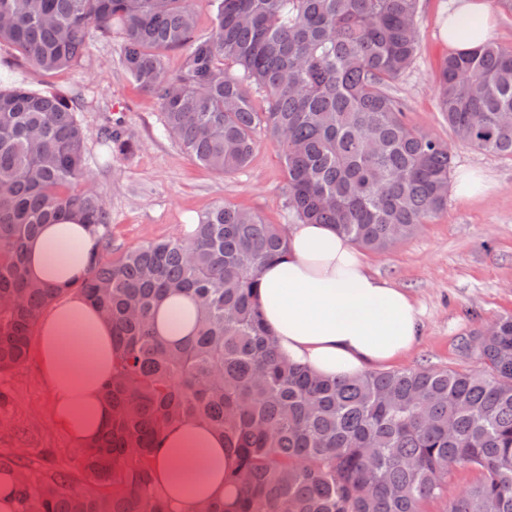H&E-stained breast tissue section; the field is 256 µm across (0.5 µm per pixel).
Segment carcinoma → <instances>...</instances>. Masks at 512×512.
<instances>
[{
	"label": "carcinoma",
	"mask_w": 512,
	"mask_h": 512,
	"mask_svg": "<svg viewBox=\"0 0 512 512\" xmlns=\"http://www.w3.org/2000/svg\"><path fill=\"white\" fill-rule=\"evenodd\" d=\"M197 39L188 0H0V45L33 73L77 64L117 27L123 64L159 101L163 132L219 175L247 165L262 127L279 145L288 205L303 224H330L384 251L448 205L452 148L404 120L389 88L413 62L420 0H208ZM185 48L170 72L165 52ZM265 92L257 111L249 88ZM455 138L512 158V49L486 41L448 56L437 83ZM79 95L0 87V372L20 365L42 310L66 293L28 278L26 248L41 225L71 213L95 236L77 291L112 325V416L87 447L84 491L55 470L14 479L15 512H174L155 484L165 429L189 419L224 434L239 493L201 512H512V314L474 330L462 349L475 371L368 372L326 380L277 352L253 301L262 268L287 250L284 227L220 204L190 236L114 261L108 209L90 184ZM124 152L132 136L105 128ZM196 303L195 332L168 342L152 326L168 294ZM477 482L449 495L457 467Z\"/></svg>",
	"instance_id": "obj_1"
}]
</instances>
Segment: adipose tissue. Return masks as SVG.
<instances>
[{"label": "adipose tissue", "mask_w": 512, "mask_h": 512, "mask_svg": "<svg viewBox=\"0 0 512 512\" xmlns=\"http://www.w3.org/2000/svg\"><path fill=\"white\" fill-rule=\"evenodd\" d=\"M453 2L448 45L459 53L473 50L490 37L493 19L484 0ZM94 245L82 218L43 225L28 246L29 275L69 291L84 275ZM255 301L280 354L329 380L391 364L420 334L412 297L373 275L356 245L328 224L292 225L288 251L263 268ZM196 322L195 302L183 293L165 297L153 318L156 333L168 340L192 335ZM39 323L38 350L57 421L92 444L110 416L103 386L112 374V327L70 292ZM232 467L223 435L199 420L169 427L154 455L155 482L178 512H195L213 499L233 503Z\"/></svg>", "instance_id": "adipose-tissue-1"}]
</instances>
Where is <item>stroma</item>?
Listing matches in <instances>:
<instances>
[{
  "mask_svg": "<svg viewBox=\"0 0 512 512\" xmlns=\"http://www.w3.org/2000/svg\"><path fill=\"white\" fill-rule=\"evenodd\" d=\"M451 0H422L417 17L419 48L391 92L411 126L452 144V175L477 171L488 189L477 200L449 194L448 206L412 237L389 250L368 252L371 270L416 301L420 336L412 350L391 363L394 371L417 368L471 370L475 358L462 349L471 331L486 330L512 313V159L454 140L439 109L436 80L449 54L446 21ZM120 32L91 42L82 62L46 76L23 64L3 68L15 52L0 47V76L35 91L80 89L81 119L87 130L93 185L111 214L112 255L182 233L218 204L249 209L269 224L290 226L284 163L277 144L257 132L250 163L218 175L193 162L162 132L158 100L127 73ZM122 123L135 145L101 163L102 127ZM11 403L0 408V455L14 454L33 476L52 469L82 472V448L58 424L53 396L37 345L26 360L0 373V391Z\"/></svg>",
  "mask_w": 512,
  "mask_h": 512,
  "instance_id": "35a3bbf8",
  "label": "stroma"
}]
</instances>
